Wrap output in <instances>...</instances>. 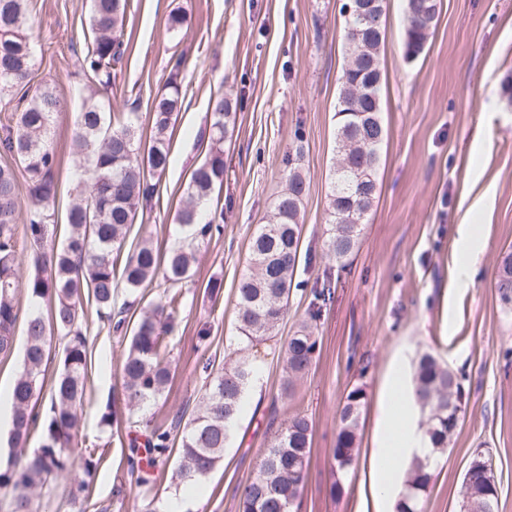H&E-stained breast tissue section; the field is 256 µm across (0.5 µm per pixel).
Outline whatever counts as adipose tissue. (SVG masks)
<instances>
[{"mask_svg":"<svg viewBox=\"0 0 512 512\" xmlns=\"http://www.w3.org/2000/svg\"><path fill=\"white\" fill-rule=\"evenodd\" d=\"M420 413L408 361L399 359L385 379L379 427L370 458L369 477L377 497H397L402 490L404 465L428 452V438L419 427Z\"/></svg>","mask_w":512,"mask_h":512,"instance_id":"obj_1","label":"adipose tissue"}]
</instances>
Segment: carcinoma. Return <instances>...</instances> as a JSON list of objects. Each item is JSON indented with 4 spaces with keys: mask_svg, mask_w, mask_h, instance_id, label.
Segmentation results:
<instances>
[{
    "mask_svg": "<svg viewBox=\"0 0 512 512\" xmlns=\"http://www.w3.org/2000/svg\"><path fill=\"white\" fill-rule=\"evenodd\" d=\"M28 2L0 0V100L18 98L11 122L0 127V154L11 157L26 176L30 204L23 230L36 272L20 284L17 179L12 167L0 166V356L7 357L14 350L19 291L37 304L49 301L50 313L45 316L36 309L27 317L22 364L12 386L10 444L25 446L37 428L42 442L24 454L18 465L0 469V493L10 497L11 512H33L32 496L66 472H79L81 491L93 480L99 459L91 451L79 450L84 440L78 436V408L85 397L91 357L87 330L82 328L83 300L94 304L101 323L118 331L125 323L122 317L114 319L118 290L136 298L159 275L174 286L190 277L197 252L222 230L215 219L204 218L201 208L224 184V142L236 122V107L230 99L221 96L212 101L209 159L191 173L186 204L176 215L184 233L180 244L162 255L151 240L144 239L123 252L132 224L152 205L156 184L151 178L169 166L168 130L183 103L177 81L182 59L176 60L164 91L153 101L151 135L146 142L138 113L109 112L97 98L112 85L122 61L129 0H90L89 40L81 69L93 93L79 113L73 139L79 178L67 213V235L55 244L49 240V231L55 224L53 173L58 157L51 129L63 103L48 83L27 89L33 66ZM437 13V0H405L404 53L417 58L424 52ZM385 15L386 0H375L370 20L355 13L346 20L349 60L340 76L337 166L324 242L326 255L341 266L359 245L365 217L378 191L379 151L386 137L379 95ZM284 165L286 188L273 199L270 220L254 233L248 269L236 288L237 351L244 356L230 368L207 374L197 410L188 420L180 417L175 423L180 430L176 477L183 483L201 484L223 462L244 407V394L257 373V354L288 313L300 255L299 218L306 181L296 159L289 156ZM494 288L500 302L512 304V253L502 259ZM311 295L306 322L280 350L284 396L292 395L296 383L309 374L319 348L317 322L333 298L326 283L313 286ZM178 299L173 294L158 301L140 317L130 337L121 373L133 407L156 400L171 379L166 336L173 329ZM56 331L66 338L64 359L51 378L49 417L40 425L35 406L51 361L49 336ZM414 384L417 401L428 412L425 433L431 448L425 457L412 461L397 512H420L422 493L431 482L438 457L448 448L459 423L458 411L465 404L456 374L430 353L420 356ZM364 398V385L353 387L340 412L331 449L335 491L343 490V478L354 460ZM128 423L143 427L141 436L146 439L144 447L136 437L128 440L123 449L128 471L148 474L171 451L170 432L149 420L130 417ZM312 432V419L302 411L281 423L257 472L236 489L239 512H295ZM461 495L468 497L469 512H484L486 501L498 499V490L490 491L476 479L462 487Z\"/></svg>",
    "mask_w": 512,
    "mask_h": 512,
    "instance_id": "obj_1",
    "label": "carcinoma"
}]
</instances>
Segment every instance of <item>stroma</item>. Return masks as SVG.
Masks as SVG:
<instances>
[{"instance_id": "obj_1", "label": "stroma", "mask_w": 512, "mask_h": 512, "mask_svg": "<svg viewBox=\"0 0 512 512\" xmlns=\"http://www.w3.org/2000/svg\"><path fill=\"white\" fill-rule=\"evenodd\" d=\"M343 0H132L124 27L127 50L104 101L148 123L156 93L176 55L183 105L172 123L170 164L159 195L128 242L149 237L168 250L179 234L176 214L191 170L207 156L210 103L237 100L231 140L224 145V188L218 199L224 231L198 254L192 283L169 336L173 379L165 392L131 411L122 386L121 337L101 331L92 305L84 323L93 338L81 435L97 439L100 465L86 491L77 473L61 476L36 501L37 512H136L143 490L128 475L117 436L100 421L103 406L170 427L190 416L205 379L202 366L233 365L235 288L246 272L248 243L280 194L283 160L296 153L307 175L296 285L288 314L261 359V387L243 410L223 463L190 502L192 512H238L237 485L252 475L268 447L271 420L297 411L314 422L301 512H381L370 488L369 458L378 403L389 367L416 363L430 351L461 375L467 405L423 495V512H459L461 487L476 452L487 455L498 483V512H512V313L503 311L494 281L512 251V0H440L423 54L404 58L403 0H388L380 49L381 119L387 137L378 193L361 243L346 266L322 243L336 164L339 77L346 64ZM187 21L166 31L171 10ZM88 0H30L32 83L54 82L64 101L53 127L62 158L54 173L62 241L75 186L70 146L88 95L80 68ZM475 225L483 242L469 283L456 287L459 224ZM330 276L334 296L318 323L319 350L296 393L281 394L275 353L305 320L310 289ZM215 284L207 294V284ZM364 384L357 455L342 493L331 489L330 450L346 394Z\"/></svg>"}]
</instances>
